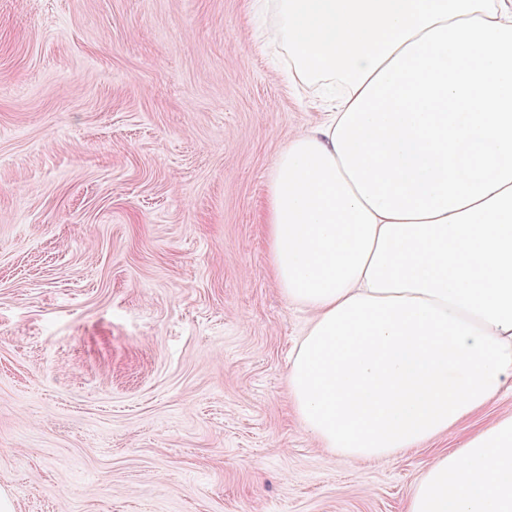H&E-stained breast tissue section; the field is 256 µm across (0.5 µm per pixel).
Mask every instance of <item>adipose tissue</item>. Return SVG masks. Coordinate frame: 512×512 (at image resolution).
I'll return each instance as SVG.
<instances>
[{"mask_svg": "<svg viewBox=\"0 0 512 512\" xmlns=\"http://www.w3.org/2000/svg\"><path fill=\"white\" fill-rule=\"evenodd\" d=\"M288 82L342 92L267 184L273 274L313 313L303 430L391 459L512 391V0H258ZM407 512H512V415L437 456Z\"/></svg>", "mask_w": 512, "mask_h": 512, "instance_id": "1", "label": "adipose tissue"}]
</instances>
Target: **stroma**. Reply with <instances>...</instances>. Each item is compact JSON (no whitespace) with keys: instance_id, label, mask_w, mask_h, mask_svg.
Instances as JSON below:
<instances>
[{"instance_id":"35a3bbf8","label":"stroma","mask_w":512,"mask_h":512,"mask_svg":"<svg viewBox=\"0 0 512 512\" xmlns=\"http://www.w3.org/2000/svg\"><path fill=\"white\" fill-rule=\"evenodd\" d=\"M249 0H0V488L14 512H405L512 392L387 460L301 428L267 180L325 113Z\"/></svg>"}]
</instances>
